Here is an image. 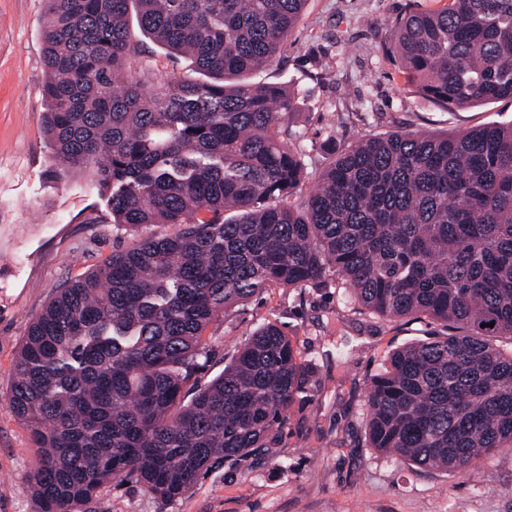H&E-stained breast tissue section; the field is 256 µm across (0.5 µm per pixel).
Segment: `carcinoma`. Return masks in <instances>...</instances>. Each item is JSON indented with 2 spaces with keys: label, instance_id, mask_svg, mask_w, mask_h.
Segmentation results:
<instances>
[{
  "label": "carcinoma",
  "instance_id": "obj_1",
  "mask_svg": "<svg viewBox=\"0 0 512 512\" xmlns=\"http://www.w3.org/2000/svg\"><path fill=\"white\" fill-rule=\"evenodd\" d=\"M47 142L92 174L112 223L175 224L112 253L29 324L9 403L38 448L39 512H91L109 480L163 500L276 447L312 375L268 323L191 398L208 325L271 285H328L446 333L393 351L371 379L369 447L456 472L512 448V124L395 132L304 169L302 102L247 74L272 65L307 0H45ZM202 79L126 71L134 31ZM406 81L456 107L512 99V0H448L393 27ZM230 213L224 217V213ZM494 326H489V323Z\"/></svg>",
  "mask_w": 512,
  "mask_h": 512
}]
</instances>
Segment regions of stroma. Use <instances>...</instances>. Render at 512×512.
Instances as JSON below:
<instances>
[{
    "label": "stroma",
    "instance_id": "obj_1",
    "mask_svg": "<svg viewBox=\"0 0 512 512\" xmlns=\"http://www.w3.org/2000/svg\"><path fill=\"white\" fill-rule=\"evenodd\" d=\"M441 0H308L272 66L256 82H285L305 106L304 155L309 195L320 172L357 142L394 132L460 133L512 124V100L442 107L421 97L398 71L391 50L400 17ZM44 0H0V512H37L29 489L37 449L13 412L10 387L29 322L67 281L91 271L139 237L175 232L153 224L127 232L88 172L55 174L44 133ZM145 83L192 75L190 60L139 38L131 59ZM326 288L265 289L211 322L208 359L186 384L221 374L262 324L278 323L316 370L317 387L295 403L271 460L248 472L219 468L181 497L164 501L140 483L103 484L95 512H512V452L485 456L460 472L421 469L365 442L372 376L395 349L443 334L427 320L389 319L347 304L336 275Z\"/></svg>",
    "mask_w": 512,
    "mask_h": 512
}]
</instances>
